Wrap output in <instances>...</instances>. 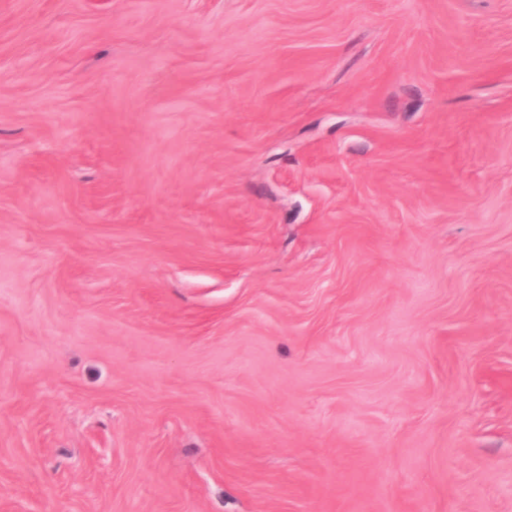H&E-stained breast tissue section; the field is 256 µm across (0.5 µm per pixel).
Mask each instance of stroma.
I'll return each mask as SVG.
<instances>
[{"label":"stroma","instance_id":"obj_1","mask_svg":"<svg viewBox=\"0 0 512 512\" xmlns=\"http://www.w3.org/2000/svg\"><path fill=\"white\" fill-rule=\"evenodd\" d=\"M0 512H512V0H0Z\"/></svg>","mask_w":512,"mask_h":512}]
</instances>
